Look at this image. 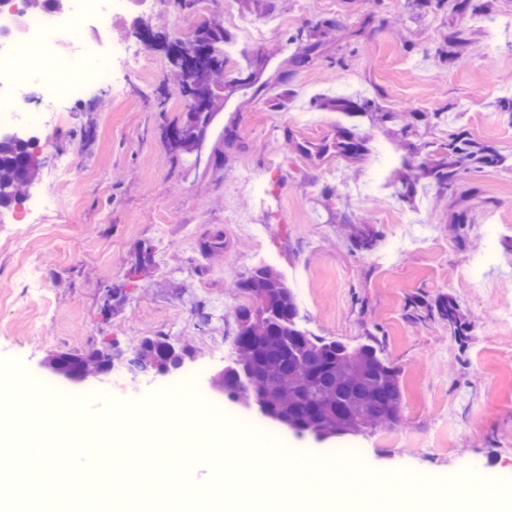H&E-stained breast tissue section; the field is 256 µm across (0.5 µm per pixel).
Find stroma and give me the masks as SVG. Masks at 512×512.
Segmentation results:
<instances>
[{"instance_id":"35a3bbf8","label":"stroma","mask_w":512,"mask_h":512,"mask_svg":"<svg viewBox=\"0 0 512 512\" xmlns=\"http://www.w3.org/2000/svg\"><path fill=\"white\" fill-rule=\"evenodd\" d=\"M225 2L199 0L184 9L176 0H134L103 33L142 57L121 95L95 85L83 100L56 103L65 120L53 133L38 132L39 168L30 190L55 195L58 203L42 219L47 235L24 253H0V323L9 327L0 334V362L20 363L32 378L45 379L44 362L55 352L111 343L125 355L142 338L165 334L193 344L195 362L205 363L207 403L223 405L226 420L272 429L293 463L303 448L316 456L354 446L363 449L365 468L403 471L432 486L460 475L483 485L512 481V325L497 320L512 310V169H463L453 190L422 187L410 203L391 192L346 196L339 181L365 185L382 158L372 148L359 156L337 153L338 131L371 142L389 139L394 124L326 110L312 129L295 119L316 111L318 97L370 98L380 90L384 108L413 125L410 143L437 146L464 134L512 154V112L497 106L500 88L512 87V41L494 45L485 33L491 20L512 15V0H478L482 14L462 17L415 0H283L276 31L239 41L251 53L268 50L267 87L257 96L243 89L226 98L200 156L178 159L168 133L186 120L188 103L172 87L165 52L145 47L132 22L142 17L171 39L186 38L204 21L222 22L234 34ZM332 19L341 21L340 35L320 36L311 60L295 65L298 47L289 35ZM455 28L468 29L471 44L449 42ZM440 110L447 125L431 127L426 113ZM228 126L238 136L231 146L224 143ZM67 154L78 166L62 187L50 170ZM238 171L263 180V204L232 187ZM352 213L362 217L371 249L356 247L338 223ZM483 224L508 230L477 287L469 268L485 245ZM218 231L223 249L204 248ZM140 246L163 252L165 267L137 271ZM261 253L282 273L307 274L296 299L320 336L350 346L375 342L399 368L402 425L319 442L271 424L215 387L233 359L235 309L248 301L238 284ZM29 263L53 303L38 333L36 302L16 274ZM112 286L122 290L113 304ZM447 299L459 306L465 338L437 312ZM204 311L209 321H202ZM171 380L131 374L123 356L109 384L74 390L85 395V412L100 418L112 405L171 393Z\"/></svg>"}]
</instances>
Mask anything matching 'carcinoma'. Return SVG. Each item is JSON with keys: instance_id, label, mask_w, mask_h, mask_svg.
Here are the masks:
<instances>
[{"instance_id": "obj_1", "label": "carcinoma", "mask_w": 512, "mask_h": 512, "mask_svg": "<svg viewBox=\"0 0 512 512\" xmlns=\"http://www.w3.org/2000/svg\"><path fill=\"white\" fill-rule=\"evenodd\" d=\"M241 9L257 15L275 12L281 0H237ZM339 22L323 21L311 29H300L288 40L298 44V63L311 58L316 37L325 29L338 30ZM191 49L203 47L214 54V64L190 81L186 71L176 65L179 76L174 90L181 96L190 92L201 100V107L189 113L186 122L172 128L179 133L169 139L174 153H192L201 149L207 130L218 110L219 89L235 84L236 89L260 94L267 86L263 80L266 56L258 52L246 59L245 77L224 75V45L231 34L219 23H204L186 38ZM319 108H331L367 119L386 120L394 112H382L373 98L349 99L340 96L321 98ZM339 153H364L367 141L346 132L336 141ZM508 158L489 147L456 135L443 144L440 157L425 154L420 161L401 163L392 178L394 193L411 200L421 179L441 190L454 187L462 168H480L494 163L503 165ZM37 159L33 145L15 140H0V216L12 211L26 198L22 190L34 180ZM238 288L250 302L236 310L238 330L234 340L233 365L224 369L219 383L230 399H245L264 407L263 417L286 427L299 436L317 440L343 436L368 435L381 427L402 423V391L399 369L381 355L374 343L351 347L336 339L315 336L307 331L286 278L268 265L255 267ZM441 317L450 325L459 322L458 304L452 300L438 305ZM195 350L175 345L166 336H149L127 356L130 365L143 372L162 365L177 366L193 358ZM112 358L110 348H92L82 353L61 351L48 364L53 372L75 369L86 375L100 371Z\"/></svg>"}]
</instances>
